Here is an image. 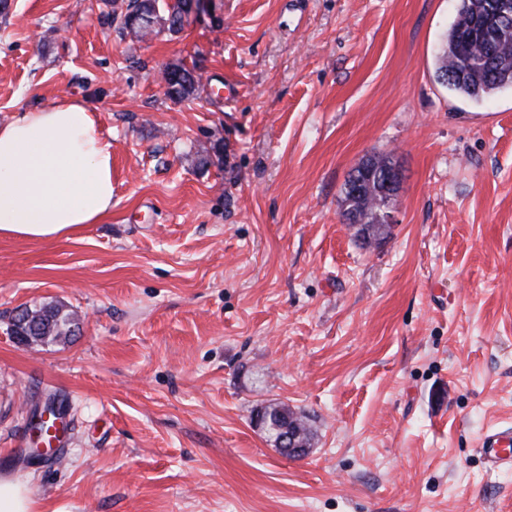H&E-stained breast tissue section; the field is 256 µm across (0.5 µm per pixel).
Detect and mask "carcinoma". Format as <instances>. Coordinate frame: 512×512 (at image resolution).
Returning <instances> with one entry per match:
<instances>
[{"label": "carcinoma", "instance_id": "obj_1", "mask_svg": "<svg viewBox=\"0 0 512 512\" xmlns=\"http://www.w3.org/2000/svg\"><path fill=\"white\" fill-rule=\"evenodd\" d=\"M187 0H170L159 6L157 0H130L126 12L112 14V20H120L123 30L145 32L136 23L139 14L154 13V18L168 24L174 33L183 28L182 19ZM512 11V0H457L456 16L445 34L437 57V79L456 95L482 102L496 93L512 88V22L503 25L496 21L503 7ZM168 95L176 103L196 96L200 76L196 71L180 64L166 69ZM352 178H347L343 188L344 213L353 224H362L378 235L384 234L379 227L380 185L377 181H364L362 191L354 195ZM78 323L57 304L43 303L20 308L12 322L13 334L26 343L53 344L69 340ZM268 416L269 426L264 431L273 439H279L272 425L293 421L313 438L309 419L282 403L261 407Z\"/></svg>", "mask_w": 512, "mask_h": 512}]
</instances>
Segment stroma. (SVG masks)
Masks as SVG:
<instances>
[{
  "instance_id": "obj_1",
  "label": "stroma",
  "mask_w": 512,
  "mask_h": 512,
  "mask_svg": "<svg viewBox=\"0 0 512 512\" xmlns=\"http://www.w3.org/2000/svg\"><path fill=\"white\" fill-rule=\"evenodd\" d=\"M128 2L0 13V123L74 99L112 145L104 221L0 238V468L33 512H512L478 451L512 427V89L437 81L456 0H213L141 38ZM373 154L403 181L365 248L342 189ZM51 301L77 335L18 341ZM50 400L68 428L34 458ZM272 402L309 416L306 456L254 424ZM168 95L176 103H181L196 96L200 76L194 69L180 64H173L166 70Z\"/></svg>"
}]
</instances>
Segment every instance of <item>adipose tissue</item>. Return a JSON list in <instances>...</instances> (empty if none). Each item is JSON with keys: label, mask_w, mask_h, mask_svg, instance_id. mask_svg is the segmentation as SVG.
Wrapping results in <instances>:
<instances>
[{"label": "adipose tissue", "mask_w": 512, "mask_h": 512, "mask_svg": "<svg viewBox=\"0 0 512 512\" xmlns=\"http://www.w3.org/2000/svg\"><path fill=\"white\" fill-rule=\"evenodd\" d=\"M112 211V149L87 104L22 110L0 124V237L70 238Z\"/></svg>", "instance_id": "obj_1"}]
</instances>
